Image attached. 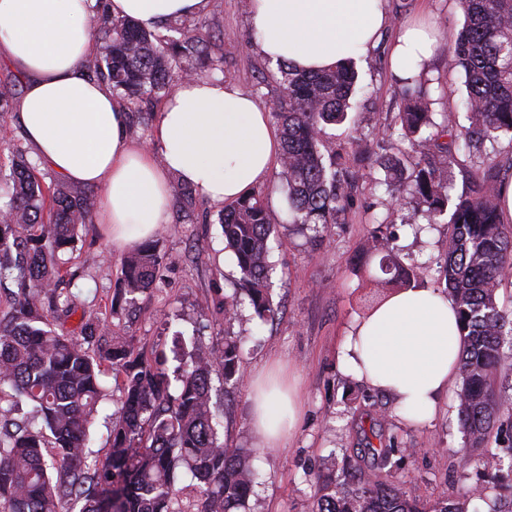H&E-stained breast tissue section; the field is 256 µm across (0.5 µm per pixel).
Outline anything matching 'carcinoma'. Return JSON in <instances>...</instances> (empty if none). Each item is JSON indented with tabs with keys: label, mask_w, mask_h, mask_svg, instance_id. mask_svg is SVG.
I'll return each mask as SVG.
<instances>
[{
	"label": "carcinoma",
	"mask_w": 512,
	"mask_h": 512,
	"mask_svg": "<svg viewBox=\"0 0 512 512\" xmlns=\"http://www.w3.org/2000/svg\"><path fill=\"white\" fill-rule=\"evenodd\" d=\"M465 24L448 48V61L464 74L469 126L446 115L437 123L425 83L405 90L398 140L416 154L406 194L425 207L429 223L448 215L444 279L461 328L457 410L469 447L485 466L512 471V309L498 292L512 277V224L502 219L500 166L495 144L512 135V0H459ZM104 51L85 61L89 76L112 85L126 107H146L196 65L222 60L220 46L182 18L168 35L140 29L129 18H91ZM280 95L272 117L282 138L281 168L292 223L323 242L336 215L352 200L336 169V150L323 139L327 125L342 123L350 108L356 72L352 62L307 73L279 66ZM16 82L0 80V112L8 111ZM476 158L472 188L450 194V158ZM0 283L14 290L0 307V512H183L176 507V470L187 467L200 483L199 512H239L254 482L242 449L224 445L212 410V374L242 382L239 341L200 351L169 376L164 362L134 354L112 331V316L129 297L156 285L163 257L145 242L124 256L110 306L81 313L79 332L66 328L76 307L61 284L70 276L64 255L74 248L97 204L93 191L38 171L20 146L11 148L10 173L0 192ZM224 241L236 262L244 298L263 318L274 314L269 288L271 235L277 224L261 194L224 205ZM364 255L380 256L383 288H409L420 267L404 265L391 239L371 233ZM242 298V299H244ZM242 299L224 302V320ZM121 391L109 426L110 451L88 461L86 448L105 396L104 364ZM379 466L398 449L369 446ZM466 501L432 505L375 479L353 488L333 478L318 483L312 512H467Z\"/></svg>",
	"instance_id": "1"
}]
</instances>
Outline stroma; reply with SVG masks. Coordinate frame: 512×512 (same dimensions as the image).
Listing matches in <instances>:
<instances>
[{
  "mask_svg": "<svg viewBox=\"0 0 512 512\" xmlns=\"http://www.w3.org/2000/svg\"><path fill=\"white\" fill-rule=\"evenodd\" d=\"M388 7L377 47L355 63L358 84L351 123L325 129L342 157L353 205L338 213L325 242L317 246L306 227L284 221L280 171L259 187L269 209L284 221L271 242L274 317L259 319L245 303L236 317L225 319L224 301L236 291L238 271L232 253L224 249L220 207L198 197L185 205L174 179L168 222L155 235L164 256L159 285L138 295L134 306L113 319L114 330L145 358L169 353L171 370L197 349L228 337L240 341L242 385H226L218 378L213 384L219 389L225 444L250 454L255 483L247 512H310L318 481L329 474L355 486L379 478L423 503L458 499L471 487L484 486L485 499L473 500L468 512H492L497 497H512V475L494 473L469 448L454 395L442 399L431 421L415 425L397 414L389 397L339 364L344 337L372 303L370 280L379 271L378 262L361 255L374 220L387 224L405 264L422 266L421 287L445 288L447 225H432L428 235H420L425 216L416 204L390 196L380 164L395 151L396 120L404 105L405 84L390 70L388 56L397 30L407 21L435 23L438 46L424 75L432 110L439 116L455 114L458 123H465L463 76L448 64V49L464 17L458 0H388ZM201 20L205 32L221 43L223 79L271 108L279 95L280 72L253 45L249 0H209ZM121 259L100 225H85L72 254L76 275L65 294L81 308L109 304ZM274 363L295 384L301 409L282 447L266 448L251 427V388L253 379ZM376 432L404 449L398 466L377 467L368 449Z\"/></svg>",
  "mask_w": 512,
  "mask_h": 512,
  "instance_id": "1",
  "label": "stroma"
}]
</instances>
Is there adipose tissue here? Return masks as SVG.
<instances>
[{
  "label": "adipose tissue",
  "instance_id": "1",
  "mask_svg": "<svg viewBox=\"0 0 512 512\" xmlns=\"http://www.w3.org/2000/svg\"><path fill=\"white\" fill-rule=\"evenodd\" d=\"M209 0H0V58L24 78L18 120L33 155L62 179L99 188L97 223L112 249L150 238L178 178L213 203L252 193L278 166L282 145L268 111L229 81L179 78L160 103L153 135L159 153L129 135V115L111 87L83 63L99 43L90 17L105 9L161 30L171 18L203 14ZM386 0H250L254 45L275 63L317 71L366 55L387 19ZM437 47L433 28L403 27L391 69L417 77ZM460 336L452 299L430 288L391 294L355 324L340 349L345 369L391 397L421 424L456 377ZM297 404L278 371L257 379L252 427L279 447Z\"/></svg>",
  "mask_w": 512,
  "mask_h": 512
}]
</instances>
